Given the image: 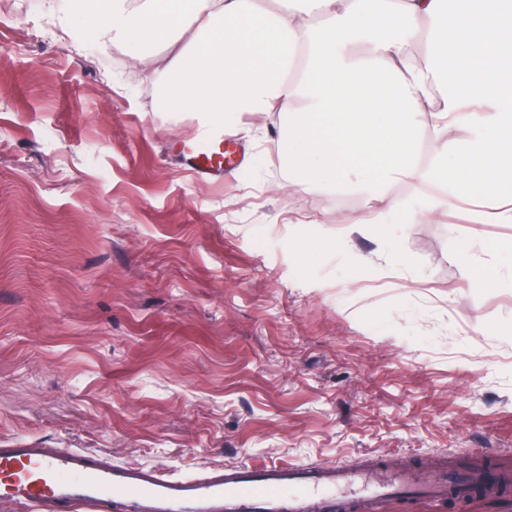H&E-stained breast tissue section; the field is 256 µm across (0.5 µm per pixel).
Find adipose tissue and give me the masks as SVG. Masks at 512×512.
<instances>
[{
  "instance_id": "obj_1",
  "label": "adipose tissue",
  "mask_w": 512,
  "mask_h": 512,
  "mask_svg": "<svg viewBox=\"0 0 512 512\" xmlns=\"http://www.w3.org/2000/svg\"><path fill=\"white\" fill-rule=\"evenodd\" d=\"M455 11H448V2ZM96 42L140 51L174 41L179 0H73ZM191 42L159 70L167 109L198 135L237 131L244 112L278 128L282 178L359 193L395 217L390 186L417 172L468 196L512 190V0H191Z\"/></svg>"
}]
</instances>
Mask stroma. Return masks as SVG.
Segmentation results:
<instances>
[{
  "mask_svg": "<svg viewBox=\"0 0 512 512\" xmlns=\"http://www.w3.org/2000/svg\"><path fill=\"white\" fill-rule=\"evenodd\" d=\"M12 0L0 11V442L199 473L243 462L512 461V224L449 188L417 224L274 189L275 153L193 179L158 69ZM497 280L473 287L457 253ZM381 512H512V493Z\"/></svg>",
  "mask_w": 512,
  "mask_h": 512,
  "instance_id": "stroma-1",
  "label": "stroma"
}]
</instances>
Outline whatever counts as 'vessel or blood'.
<instances>
[{
  "label": "vessel or blood",
  "mask_w": 512,
  "mask_h": 512,
  "mask_svg": "<svg viewBox=\"0 0 512 512\" xmlns=\"http://www.w3.org/2000/svg\"><path fill=\"white\" fill-rule=\"evenodd\" d=\"M231 135L218 131L176 146L197 178L219 180L237 165ZM457 470L439 477L376 463L251 465L206 475H174L157 466L127 467L84 448L0 446V503L26 512H378L387 498L411 492L436 502L460 481Z\"/></svg>",
  "instance_id": "vessel-or-blood-1"
}]
</instances>
